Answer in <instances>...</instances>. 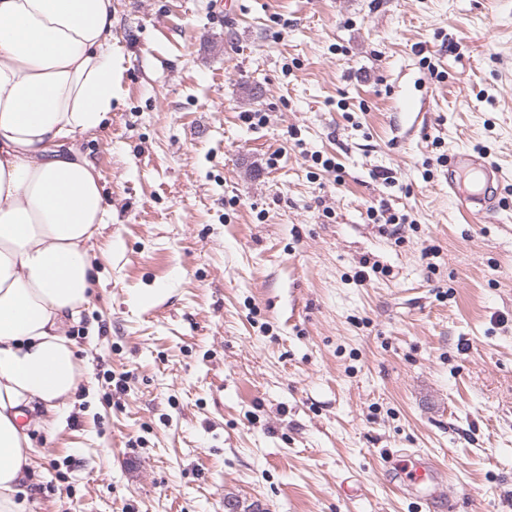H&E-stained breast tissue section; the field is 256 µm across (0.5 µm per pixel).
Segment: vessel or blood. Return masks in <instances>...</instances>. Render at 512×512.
<instances>
[{"label":"vessel or blood","instance_id":"1","mask_svg":"<svg viewBox=\"0 0 512 512\" xmlns=\"http://www.w3.org/2000/svg\"><path fill=\"white\" fill-rule=\"evenodd\" d=\"M446 164L448 191L465 213L477 220H488L500 213L503 202L496 189L500 172L484 155L456 150L448 154ZM400 477L402 487L424 489L428 503L442 508L443 512H453L456 500L447 491L446 472L428 456L415 452L408 454Z\"/></svg>","mask_w":512,"mask_h":512}]
</instances>
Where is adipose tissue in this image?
<instances>
[{
  "instance_id": "obj_1",
  "label": "adipose tissue",
  "mask_w": 512,
  "mask_h": 512,
  "mask_svg": "<svg viewBox=\"0 0 512 512\" xmlns=\"http://www.w3.org/2000/svg\"><path fill=\"white\" fill-rule=\"evenodd\" d=\"M112 0H0V512H25L27 418L77 387L68 329L110 205L77 137L112 114Z\"/></svg>"
}]
</instances>
